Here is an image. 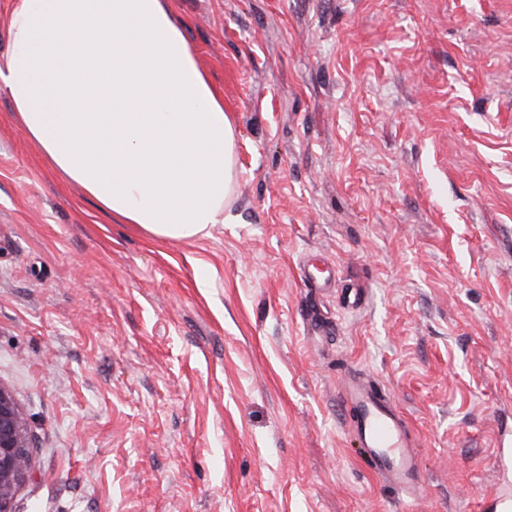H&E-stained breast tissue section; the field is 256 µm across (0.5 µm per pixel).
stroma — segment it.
I'll use <instances>...</instances> for the list:
<instances>
[{
  "label": "stroma",
  "instance_id": "1",
  "mask_svg": "<svg viewBox=\"0 0 512 512\" xmlns=\"http://www.w3.org/2000/svg\"><path fill=\"white\" fill-rule=\"evenodd\" d=\"M176 7L236 131L207 235L101 210L0 90L15 512H483L512 493V0ZM354 374L406 418L414 492L368 466Z\"/></svg>",
  "mask_w": 512,
  "mask_h": 512
}]
</instances>
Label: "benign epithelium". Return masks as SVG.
Masks as SVG:
<instances>
[{
  "label": "benign epithelium",
  "instance_id": "1",
  "mask_svg": "<svg viewBox=\"0 0 512 512\" xmlns=\"http://www.w3.org/2000/svg\"><path fill=\"white\" fill-rule=\"evenodd\" d=\"M28 419L12 391L0 384V512H14L20 486L30 476Z\"/></svg>",
  "mask_w": 512,
  "mask_h": 512
}]
</instances>
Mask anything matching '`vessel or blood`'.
<instances>
[{
	"label": "vessel or blood",
	"instance_id": "vessel-or-blood-1",
	"mask_svg": "<svg viewBox=\"0 0 512 512\" xmlns=\"http://www.w3.org/2000/svg\"><path fill=\"white\" fill-rule=\"evenodd\" d=\"M342 397L353 413V428L368 453L371 469L403 490L414 489L418 469L413 443L400 411L370 381H344Z\"/></svg>",
	"mask_w": 512,
	"mask_h": 512
}]
</instances>
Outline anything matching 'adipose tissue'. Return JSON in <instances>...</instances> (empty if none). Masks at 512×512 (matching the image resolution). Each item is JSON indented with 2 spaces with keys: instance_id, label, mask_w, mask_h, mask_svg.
<instances>
[{
  "instance_id": "1",
  "label": "adipose tissue",
  "mask_w": 512,
  "mask_h": 512,
  "mask_svg": "<svg viewBox=\"0 0 512 512\" xmlns=\"http://www.w3.org/2000/svg\"><path fill=\"white\" fill-rule=\"evenodd\" d=\"M8 27L0 89L55 170L154 239L226 222L235 128L173 0H14Z\"/></svg>"
}]
</instances>
